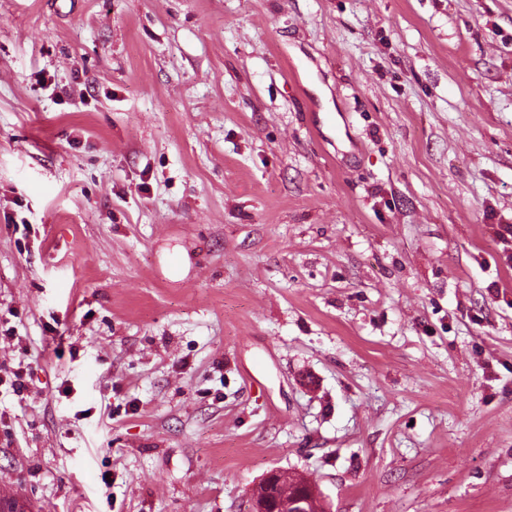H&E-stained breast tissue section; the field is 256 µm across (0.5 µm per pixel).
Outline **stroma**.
<instances>
[{
  "instance_id": "35a3bbf8",
  "label": "stroma",
  "mask_w": 512,
  "mask_h": 512,
  "mask_svg": "<svg viewBox=\"0 0 512 512\" xmlns=\"http://www.w3.org/2000/svg\"><path fill=\"white\" fill-rule=\"evenodd\" d=\"M503 224L512 0H0V512H512ZM295 489L292 493L287 488ZM250 512H325L320 493L306 476L280 469L267 471L255 485Z\"/></svg>"
}]
</instances>
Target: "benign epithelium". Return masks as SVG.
<instances>
[{"label": "benign epithelium", "instance_id": "benign-epithelium-1", "mask_svg": "<svg viewBox=\"0 0 512 512\" xmlns=\"http://www.w3.org/2000/svg\"><path fill=\"white\" fill-rule=\"evenodd\" d=\"M249 512H325V508L316 486L306 476L272 469L255 485Z\"/></svg>", "mask_w": 512, "mask_h": 512}]
</instances>
